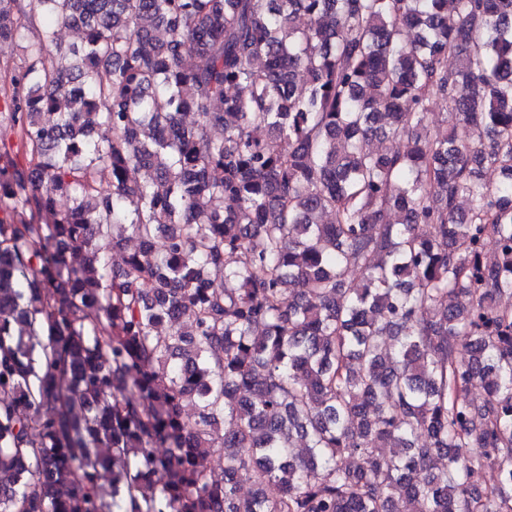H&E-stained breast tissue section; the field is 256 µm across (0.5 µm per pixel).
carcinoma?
<instances>
[{
    "mask_svg": "<svg viewBox=\"0 0 512 512\" xmlns=\"http://www.w3.org/2000/svg\"><path fill=\"white\" fill-rule=\"evenodd\" d=\"M0 41V512H512V0H0Z\"/></svg>",
    "mask_w": 512,
    "mask_h": 512,
    "instance_id": "1",
    "label": "carcinoma"
}]
</instances>
